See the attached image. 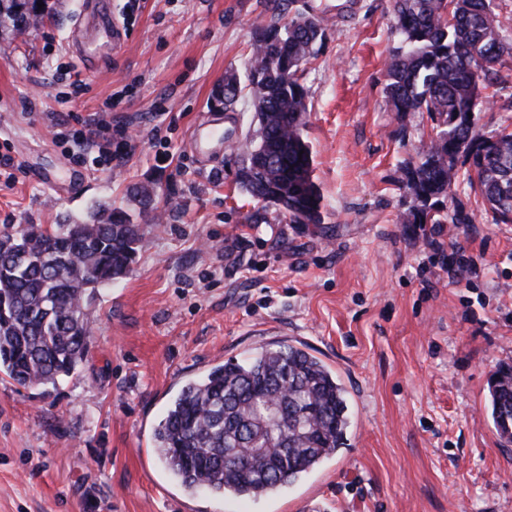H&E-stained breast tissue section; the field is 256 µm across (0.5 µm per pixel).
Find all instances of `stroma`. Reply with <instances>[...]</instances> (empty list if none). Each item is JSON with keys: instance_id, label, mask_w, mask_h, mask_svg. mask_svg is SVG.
<instances>
[{"instance_id": "stroma-1", "label": "stroma", "mask_w": 512, "mask_h": 512, "mask_svg": "<svg viewBox=\"0 0 512 512\" xmlns=\"http://www.w3.org/2000/svg\"><path fill=\"white\" fill-rule=\"evenodd\" d=\"M327 1L303 79L319 224L242 195L240 154L203 169L189 150L190 127L213 112L244 140L249 102L228 112L217 96L255 30L277 23L267 0H112L131 37L95 73L68 48L82 0H48L22 34L0 24V156L16 164L15 183L0 181V231L128 209L141 185L158 209L130 271L86 308L87 363L47 394L0 373V512H512V443L489 411L490 376L512 365V224L467 192L474 223H399L413 203L399 168L431 127L382 93L393 2ZM75 78L88 85L78 96ZM108 100L134 146L96 167L63 115ZM281 343L345 387L342 447L269 496L188 494L152 443L170 399Z\"/></svg>"}]
</instances>
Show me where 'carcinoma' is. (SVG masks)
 Listing matches in <instances>:
<instances>
[{
	"label": "carcinoma",
	"mask_w": 512,
	"mask_h": 512,
	"mask_svg": "<svg viewBox=\"0 0 512 512\" xmlns=\"http://www.w3.org/2000/svg\"><path fill=\"white\" fill-rule=\"evenodd\" d=\"M273 0L288 17L255 33L244 75H224V108L243 96L261 113L247 147L241 192L275 207L292 224H319L322 197L304 137L309 112L301 82L326 39L315 7ZM45 0H0V16L18 31L39 24ZM383 95L401 116L424 112L432 122L417 164L402 168L414 202L401 224H471L459 201L442 217L445 199L466 182L497 224L512 223V132L487 135L473 115L483 92L504 84L498 70L512 57V32L496 0H394ZM25 226L0 234V372L27 388H56L87 361L91 330L85 304L124 276L144 232L122 208L107 206L80 224H53L32 236ZM491 415L512 443V366L490 384ZM349 427L345 390L317 357L293 344L227 361L185 383L154 428L153 439L188 491L260 497L295 481L343 445ZM262 453L245 457L244 449Z\"/></svg>",
	"instance_id": "1"
}]
</instances>
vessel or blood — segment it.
<instances>
[{
  "mask_svg": "<svg viewBox=\"0 0 512 512\" xmlns=\"http://www.w3.org/2000/svg\"><path fill=\"white\" fill-rule=\"evenodd\" d=\"M127 41L126 28L112 15L111 0H83L69 35V49L84 69L93 72L110 66L113 52ZM223 140V133L207 119L196 122L189 132L190 148L200 157Z\"/></svg>",
  "mask_w": 512,
  "mask_h": 512,
  "instance_id": "b4317fda",
  "label": "vessel or blood"
}]
</instances>
